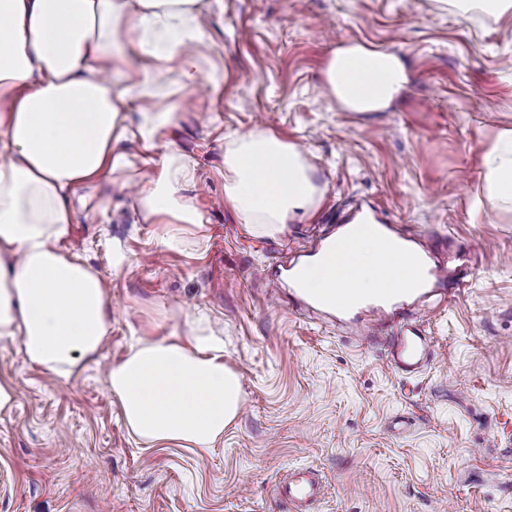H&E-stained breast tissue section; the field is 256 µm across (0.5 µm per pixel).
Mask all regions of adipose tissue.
<instances>
[{
    "label": "adipose tissue",
    "mask_w": 512,
    "mask_h": 512,
    "mask_svg": "<svg viewBox=\"0 0 512 512\" xmlns=\"http://www.w3.org/2000/svg\"><path fill=\"white\" fill-rule=\"evenodd\" d=\"M200 0H0V339L19 341L28 361L60 379L94 361L112 323L99 274L63 253L70 196L123 163L114 148L124 97L112 91L123 63L120 35L142 55L191 58L202 43ZM404 80L392 54L340 50L326 84L349 112L389 105ZM161 175L141 190L148 216L197 224L179 185ZM317 188L295 146L263 130L241 135L224 155V195L248 229L274 234L313 205ZM339 276L313 264L307 288L335 282L362 295L415 275L411 252L376 235L355 242ZM108 382L127 428L145 447L176 444L209 454L242 409L239 377L218 337L147 340L113 364Z\"/></svg>",
    "instance_id": "adipose-tissue-1"
}]
</instances>
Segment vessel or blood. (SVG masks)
<instances>
[{
	"mask_svg": "<svg viewBox=\"0 0 512 512\" xmlns=\"http://www.w3.org/2000/svg\"><path fill=\"white\" fill-rule=\"evenodd\" d=\"M323 259L328 268H335L337 261H353L354 255L348 239L330 237L321 242L313 252ZM448 281V271L440 266L422 262L417 266L414 278L407 283L397 281L391 287L379 290L370 297L359 296L354 289L329 286L315 296H306L309 306L333 309L352 328L358 343L371 345L384 342L387 362L397 373L413 376L423 373L434 360L432 339L427 336L423 321L415 316L401 317L404 298L421 295L429 289H443ZM373 310L382 317L384 338L366 330L360 315ZM322 486L311 474L288 479L277 489L278 499L286 503L290 512H308L312 502L321 497Z\"/></svg>",
	"mask_w": 512,
	"mask_h": 512,
	"instance_id": "obj_1",
	"label": "vessel or blood"
}]
</instances>
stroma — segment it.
<instances>
[{"instance_id": "stroma-1", "label": "stroma", "mask_w": 512, "mask_h": 512, "mask_svg": "<svg viewBox=\"0 0 512 512\" xmlns=\"http://www.w3.org/2000/svg\"><path fill=\"white\" fill-rule=\"evenodd\" d=\"M196 80L155 62L151 96L129 97L127 164L71 198L63 252L101 276L112 330L95 363L53 380L0 340V512H284L274 488L313 467L311 512H512V207L486 158L512 129V10L460 16L449 0H206ZM397 55L407 81L380 112L343 110L323 72L337 49ZM177 108L152 144L144 113ZM263 129L302 151L319 201L274 235L248 231L224 196V153ZM190 167L202 215L178 243L139 189L160 160ZM375 208L448 269L427 313L436 360L403 378L335 314L306 308L276 268L338 220ZM224 338L239 417L206 457L143 449L107 378L138 340L185 320Z\"/></svg>"}]
</instances>
